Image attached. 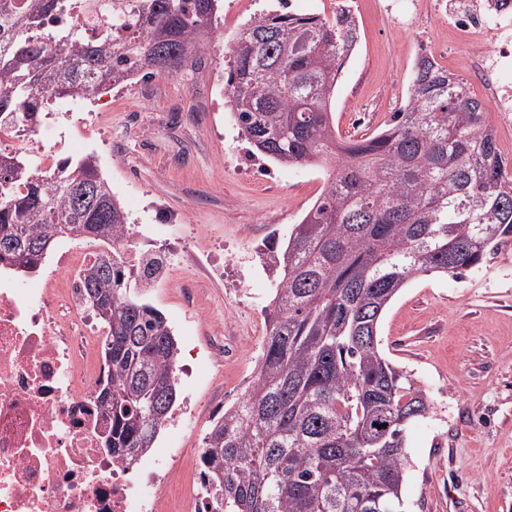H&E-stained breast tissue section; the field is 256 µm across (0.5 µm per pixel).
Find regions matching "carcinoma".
Segmentation results:
<instances>
[{"label":"carcinoma","instance_id":"cac0c4a2","mask_svg":"<svg viewBox=\"0 0 512 512\" xmlns=\"http://www.w3.org/2000/svg\"><path fill=\"white\" fill-rule=\"evenodd\" d=\"M92 2L96 38L60 28L44 43L32 31L65 0H0V122L36 128L58 102L198 67L222 0ZM358 38L346 8L330 20L268 12L230 48L224 96L241 135L276 163L331 172L288 239L264 245L275 288L254 381L204 437L201 479L221 490L219 512H403V433L429 403L379 349L380 321L408 280L456 278L512 242V162L459 75L421 57L383 129L339 135L331 106ZM127 234L95 155L40 173L0 157L1 263L35 268L44 255L31 246L64 237L112 243L78 281L110 313L98 316L109 374L97 401L129 466L175 405L178 347L164 315L131 295L162 262L120 263Z\"/></svg>","mask_w":512,"mask_h":512}]
</instances>
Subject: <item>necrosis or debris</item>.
<instances>
[{
  "instance_id": "necrosis-or-debris-1",
  "label": "necrosis or debris",
  "mask_w": 512,
  "mask_h": 512,
  "mask_svg": "<svg viewBox=\"0 0 512 512\" xmlns=\"http://www.w3.org/2000/svg\"><path fill=\"white\" fill-rule=\"evenodd\" d=\"M401 28L447 21L462 66L491 111L512 112V0H363ZM59 167L38 130L0 124V155ZM70 276L34 287L0 276V512H212L200 479L170 493L176 451L131 478L102 444L109 419L96 391L100 337Z\"/></svg>"
}]
</instances>
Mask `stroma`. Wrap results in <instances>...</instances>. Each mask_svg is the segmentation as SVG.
Instances as JSON below:
<instances>
[{"instance_id": "35a3bbf8", "label": "stroma", "mask_w": 512, "mask_h": 512, "mask_svg": "<svg viewBox=\"0 0 512 512\" xmlns=\"http://www.w3.org/2000/svg\"><path fill=\"white\" fill-rule=\"evenodd\" d=\"M268 0H223L217 37L191 73L136 78L97 103L69 102L45 119L42 140L61 159L94 154L122 200L131 231L149 225L173 250L146 289L180 349L194 385L176 374L177 401L195 403L188 428H164L155 445L179 449L173 478L200 468L195 450L224 407L239 402L266 337L273 288L258 253L286 240L318 197L322 169L270 163L259 183L239 170L246 144L224 104V57ZM359 42L332 110L342 137L381 129L403 103L421 54L415 32L357 14ZM379 347L411 373L430 408L405 428L410 458L405 512H512V243L480 267L408 281L385 311ZM224 344L223 362L212 345Z\"/></svg>"}]
</instances>
